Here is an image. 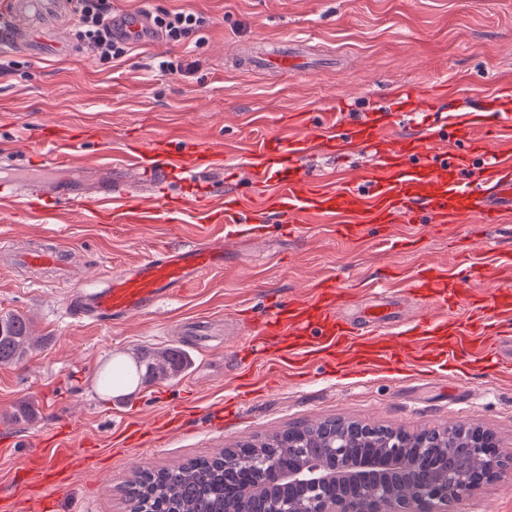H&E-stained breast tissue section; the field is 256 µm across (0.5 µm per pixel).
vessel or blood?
<instances>
[{
    "instance_id": "vessel-or-blood-1",
    "label": "vessel or blood",
    "mask_w": 512,
    "mask_h": 512,
    "mask_svg": "<svg viewBox=\"0 0 512 512\" xmlns=\"http://www.w3.org/2000/svg\"><path fill=\"white\" fill-rule=\"evenodd\" d=\"M37 7L36 0L10 3L15 41L28 44L38 54L42 42L30 40L19 24ZM147 24L142 14L123 16L115 21L113 32L127 41L138 39ZM432 106L431 94L408 88L400 110L378 108L363 113L345 133L307 118L294 124L289 138L265 139L248 162L259 207L244 209L234 194L219 204L208 196L196 198L191 205L194 214L204 223L223 225V237L163 248L108 276L101 287L80 290L68 303L67 316L105 324L132 313H149L161 300L176 296L188 279L223 268L225 239L243 232L258 236L274 228L291 234L318 219L330 223L333 232L354 239L401 221L443 226L501 223L504 212L512 209V146L497 144L496 138L500 130L512 127V111L498 108L490 98L479 109L435 113L424 132L394 133L401 115L433 113ZM351 146L371 153L377 167L342 177L333 187L309 180L302 160L312 149L337 155ZM77 149V143L66 142L63 151L45 159L42 168L28 178L19 177L16 167H0V202L20 200L29 205L49 197L82 206L100 218L149 224L183 210L171 202L153 204L155 187L194 184L202 173L227 160L223 150L162 138L132 144L123 151L126 165L140 177L139 187L115 182L108 175L90 186L59 187L57 169L84 167ZM20 260L31 267H54L60 261V249H34L22 253ZM484 275V267L475 264L463 276L438 266L409 276V292L423 298L432 312L406 329L390 313L368 315L367 327H353L340 315L351 295L339 290L332 278L323 280L313 295L270 302L256 334L238 352L235 379L243 385L259 361L265 365L270 389L291 377L305 378L316 366L341 373L355 366L386 370L427 362L455 368L461 375L475 367L494 375L512 371L500 352V342L512 328V298H465L460 293L463 279ZM184 418L182 406L172 405L156 417L151 430L124 421L117 432L125 446L141 448L151 435L179 432ZM54 456V462L38 472V484L60 485L67 479L75 451L62 441Z\"/></svg>"
}]
</instances>
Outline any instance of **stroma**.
Segmentation results:
<instances>
[{"instance_id":"stroma-1","label":"stroma","mask_w":512,"mask_h":512,"mask_svg":"<svg viewBox=\"0 0 512 512\" xmlns=\"http://www.w3.org/2000/svg\"><path fill=\"white\" fill-rule=\"evenodd\" d=\"M115 13L156 15L187 10L207 24L175 43L156 36L127 46L109 61L76 38L65 11L40 10L26 25L36 35L68 44L67 52L34 55L17 45L0 52V162L39 163L45 125L61 134L85 133L86 164L119 155L126 134L176 137L231 156L228 167L203 174L212 195L245 192L247 161L262 139L287 137L284 114H338L351 123L373 107H391L403 85H443L435 111L450 100L476 105L500 96L512 80V0H114ZM286 43L301 56L297 69H250L243 46ZM194 63L192 73L163 72L160 60ZM346 112L336 113L338 99ZM311 180L331 183L337 172L371 170L372 157L356 148L336 158L312 150L303 161ZM56 229L72 270L69 278L36 282L32 273L0 257V315L28 318L40 344L27 359L0 365V498L12 494L17 470L45 462L47 438L69 431L74 441L97 444L93 466L78 469L54 490L56 512H127L122 487L141 467L152 469L213 456L245 440L329 418L374 426L438 429L458 421L492 431L512 451V375L490 378L471 371L461 381L412 366L402 373L313 374L304 381L256 393L238 416L219 428L200 418L235 390V353L248 329L244 312L260 314L273 299L305 293L332 277L356 303L352 320L365 316L370 289L386 274H412L434 262L456 272L472 262L493 268L512 258L511 224H458L414 229L400 222L394 235L419 233L415 252L361 238L347 241L313 223L302 234L232 238L223 269L187 283L151 313L111 326L63 317L74 287L135 265L155 249L195 241L192 213L156 224L101 223L73 206L0 207V238L26 246ZM176 347L190 364L184 377L125 390L100 386L113 364L144 349ZM193 413L178 434L149 448H119L113 425L136 416L150 425L166 406ZM451 512H512V470L452 504Z\"/></svg>"}]
</instances>
